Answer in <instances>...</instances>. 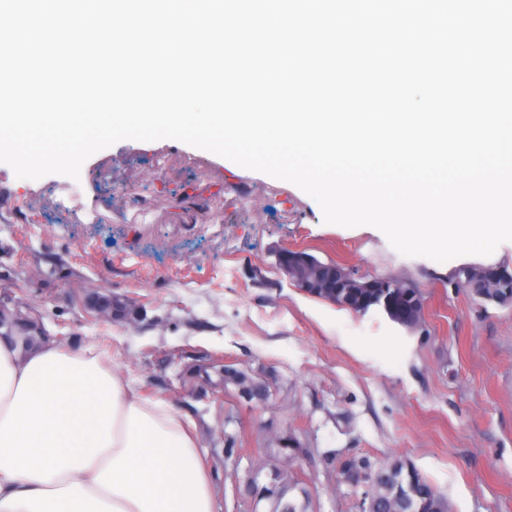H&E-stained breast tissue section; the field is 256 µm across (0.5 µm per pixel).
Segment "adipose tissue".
Listing matches in <instances>:
<instances>
[{
    "label": "adipose tissue",
    "instance_id": "ef3b65f1",
    "mask_svg": "<svg viewBox=\"0 0 512 512\" xmlns=\"http://www.w3.org/2000/svg\"><path fill=\"white\" fill-rule=\"evenodd\" d=\"M0 512H217L178 413L92 348L0 337Z\"/></svg>",
    "mask_w": 512,
    "mask_h": 512
}]
</instances>
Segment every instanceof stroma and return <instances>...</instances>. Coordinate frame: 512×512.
<instances>
[{
  "label": "stroma",
  "instance_id": "obj_1",
  "mask_svg": "<svg viewBox=\"0 0 512 512\" xmlns=\"http://www.w3.org/2000/svg\"><path fill=\"white\" fill-rule=\"evenodd\" d=\"M283 250L409 281L422 326L303 293L278 267ZM477 263L512 271V241L441 267L375 227L325 223L290 182L167 140L117 142L76 180L0 163V286L21 288L63 349L94 345L183 418L220 512H269L250 486L283 460L308 512H360L338 482L353 457L416 468L451 512H512V305L457 288V268ZM97 294L130 305L99 318ZM228 369L265 398L225 382ZM235 439L243 449L226 457Z\"/></svg>",
  "mask_w": 512,
  "mask_h": 512
}]
</instances>
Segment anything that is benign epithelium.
Masks as SVG:
<instances>
[{
	"label": "benign epithelium",
	"instance_id": "benign-epithelium-1",
	"mask_svg": "<svg viewBox=\"0 0 512 512\" xmlns=\"http://www.w3.org/2000/svg\"><path fill=\"white\" fill-rule=\"evenodd\" d=\"M280 269L304 293L353 311H365L369 303L394 309L402 325L420 324L422 305L418 293L392 278H357L336 264L326 265L304 252L287 250L278 256ZM466 286L483 302L506 304L512 301V272L499 266L469 267ZM31 328L35 335L47 336L42 323H32L24 303L13 300L9 289L0 292V335L11 336L17 325Z\"/></svg>",
	"mask_w": 512,
	"mask_h": 512
}]
</instances>
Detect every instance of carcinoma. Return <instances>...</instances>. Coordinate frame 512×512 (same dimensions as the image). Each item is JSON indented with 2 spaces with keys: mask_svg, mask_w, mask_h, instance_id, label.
<instances>
[{
  "mask_svg": "<svg viewBox=\"0 0 512 512\" xmlns=\"http://www.w3.org/2000/svg\"><path fill=\"white\" fill-rule=\"evenodd\" d=\"M273 482L280 485L279 494L269 498V512H307L305 506L287 497L288 474L272 472ZM417 492L408 488L409 476L403 465L393 462L378 466L366 460H351L344 479L353 488H363L361 497L371 501V512H449L448 500L419 471H414Z\"/></svg>",
  "mask_w": 512,
  "mask_h": 512,
  "instance_id": "cac0c4a2",
  "label": "carcinoma"
}]
</instances>
